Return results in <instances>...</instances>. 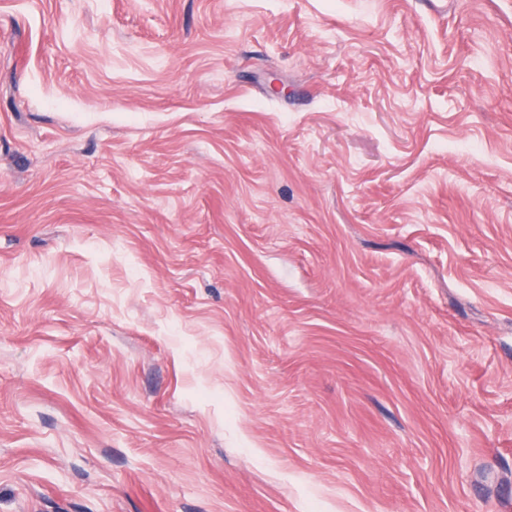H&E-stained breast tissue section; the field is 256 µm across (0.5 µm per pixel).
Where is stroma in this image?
I'll return each mask as SVG.
<instances>
[{
    "mask_svg": "<svg viewBox=\"0 0 512 512\" xmlns=\"http://www.w3.org/2000/svg\"><path fill=\"white\" fill-rule=\"evenodd\" d=\"M0 512H512V0H0Z\"/></svg>",
    "mask_w": 512,
    "mask_h": 512,
    "instance_id": "obj_1",
    "label": "stroma"
}]
</instances>
